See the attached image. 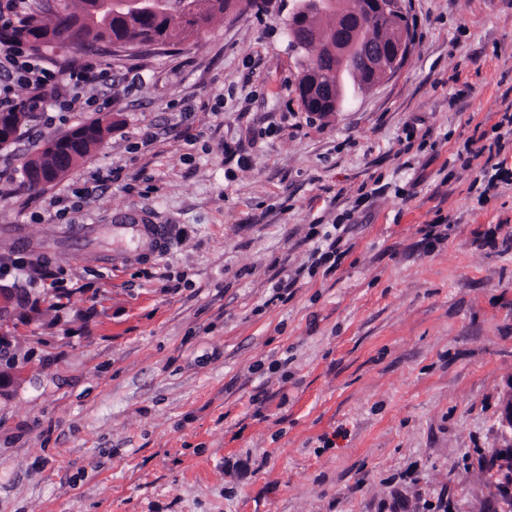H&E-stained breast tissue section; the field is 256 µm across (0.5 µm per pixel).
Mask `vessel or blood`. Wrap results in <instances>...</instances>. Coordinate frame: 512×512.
I'll list each match as a JSON object with an SVG mask.
<instances>
[{"label":"vessel or blood","mask_w":512,"mask_h":512,"mask_svg":"<svg viewBox=\"0 0 512 512\" xmlns=\"http://www.w3.org/2000/svg\"><path fill=\"white\" fill-rule=\"evenodd\" d=\"M172 235L168 224L155 223L149 213L130 208L112 215V239L117 260L131 262L164 251Z\"/></svg>","instance_id":"obj_1"}]
</instances>
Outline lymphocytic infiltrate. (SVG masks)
Segmentation results:
<instances>
[{"label": "lymphocytic infiltrate", "mask_w": 512, "mask_h": 512, "mask_svg": "<svg viewBox=\"0 0 512 512\" xmlns=\"http://www.w3.org/2000/svg\"><path fill=\"white\" fill-rule=\"evenodd\" d=\"M27 11L26 0H0V112H84L100 108L99 98L86 95L89 84L104 91L111 90L112 72L97 71L74 65L59 68L34 55L29 47L13 35ZM28 91L26 98H17L15 87ZM496 127L498 134L484 150L492 160L482 167L480 175L488 187L512 184V171L504 169L499 156L512 147V114L503 113Z\"/></svg>", "instance_id": "lymphocytic-infiltrate-1"}]
</instances>
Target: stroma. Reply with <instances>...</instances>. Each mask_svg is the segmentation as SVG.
Here are the masks:
<instances>
[{"mask_svg":"<svg viewBox=\"0 0 512 512\" xmlns=\"http://www.w3.org/2000/svg\"><path fill=\"white\" fill-rule=\"evenodd\" d=\"M290 8L95 55L112 127L43 190L25 156L95 111L0 150V512H502L512 185L466 144L512 105V0H400L398 70L323 116ZM129 207L166 254L113 259Z\"/></svg>","mask_w":512,"mask_h":512,"instance_id":"35a3bbf8","label":"stroma"}]
</instances>
